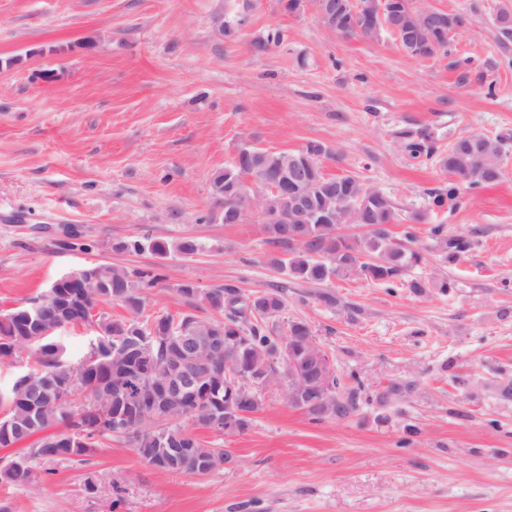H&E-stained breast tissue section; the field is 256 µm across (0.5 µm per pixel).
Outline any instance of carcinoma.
<instances>
[{
	"mask_svg": "<svg viewBox=\"0 0 512 512\" xmlns=\"http://www.w3.org/2000/svg\"><path fill=\"white\" fill-rule=\"evenodd\" d=\"M390 8L405 11L410 15V26L418 28L419 8L414 0H390ZM495 24L500 39H512L511 2L499 8ZM448 38L449 32L445 30L432 38L423 34L414 40L403 37L399 45L411 59L420 55L427 58L444 50ZM330 156L331 151L318 142H309L291 152L240 149L234 161L216 172L213 179L216 192L224 195V223L244 221L241 212L249 202L240 198L238 191L245 179L254 176L259 182L274 183L283 168H291L307 179L308 208H297L295 200L281 189H269L254 202L263 212L288 214L286 224L264 225L268 243L279 249L271 262L291 279L309 284L322 285L339 277L358 275L390 287L401 280L408 268L421 262L418 236L411 228L404 232V239H395L390 225L399 218L391 199L354 175H326L323 159ZM504 158L503 139L471 134L449 143L439 162L460 180L480 186L504 177ZM455 195L454 186L438 189L430 194L431 207L441 210ZM330 210L336 214V223H319L320 214ZM345 224H362L368 231L360 236L343 234L341 229ZM430 232L441 240L446 253L454 255L468 247L467 240L444 235L442 224L434 225ZM114 248L136 253L149 251L163 258L172 250L193 255L198 251V243L185 238L171 245L133 237L115 244ZM98 271L107 289L74 288L75 324L92 322L120 339L137 333L145 338L161 363L177 348L176 338L183 332L193 329L204 333L213 326H220L224 330V353L212 356L213 364L222 365L224 359L229 358L245 377L261 381L280 371L276 354L286 356L296 352L314 335L311 326L304 321H289L284 330L267 323L286 308L285 293L279 289L245 294L233 285H226L202 293L195 284L184 282L178 291L200 301L217 316L204 318L167 311L152 315L145 313L142 288L156 284L160 275L131 273L112 265H101ZM52 292L54 289L48 288L39 299L0 314V363H13L25 349L34 355V365L26 370V376H17L7 389H0V405L6 408L5 416L0 419V448L27 445L24 454L0 468V481L4 483L29 479L35 462L90 457L96 451L98 438L123 436L112 423L114 398H107L97 406L86 404L78 417L68 406L58 402L57 380L61 373L72 375L77 388L84 392L104 390L124 397L135 393V383L123 376L124 361L120 351L93 350L78 365L71 366L64 360V346L57 336H44L30 343L22 335L25 313L34 312L41 304L52 309ZM102 302L120 304L128 316L112 319L96 315L95 310ZM233 405L256 411L260 400L250 391L225 386L222 377L208 375L183 405L174 408L175 421L165 425L167 435L174 440L179 438L184 431L183 417H194L207 427L213 412L226 414ZM357 405V391H346L337 381L335 390L314 397L306 412L316 419L346 417L356 411ZM194 451L197 457L210 460L207 473L224 468L225 452L220 446L196 438ZM136 454L153 468L162 470L154 464L158 454L154 432L143 431Z\"/></svg>",
	"mask_w": 512,
	"mask_h": 512,
	"instance_id": "cac0c4a2",
	"label": "carcinoma"
}]
</instances>
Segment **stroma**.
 Returning a JSON list of instances; mask_svg holds the SVG:
<instances>
[{
	"label": "stroma",
	"mask_w": 512,
	"mask_h": 512,
	"mask_svg": "<svg viewBox=\"0 0 512 512\" xmlns=\"http://www.w3.org/2000/svg\"><path fill=\"white\" fill-rule=\"evenodd\" d=\"M0 0V313L87 266L157 269L145 311L185 312L178 288L283 287L277 324L307 322L359 404L313 419L279 386L248 430L198 438L233 449L238 469L161 472L125 439L87 460L0 483V512H512V40L503 0H425L465 18L447 52L415 60L390 34L343 38L313 0ZM279 34L266 51L257 41ZM506 140L507 174L460 186L440 152L458 137ZM426 139L433 154L404 149ZM329 147L327 174H353L415 225L422 263L385 287L354 276L318 286L271 262L263 221H224L214 174L251 146ZM441 224L466 251L447 259ZM195 238L192 256L119 252L132 238ZM448 280L414 294L413 279ZM391 383L406 391L387 405Z\"/></svg>",
	"instance_id": "obj_1"
}]
</instances>
